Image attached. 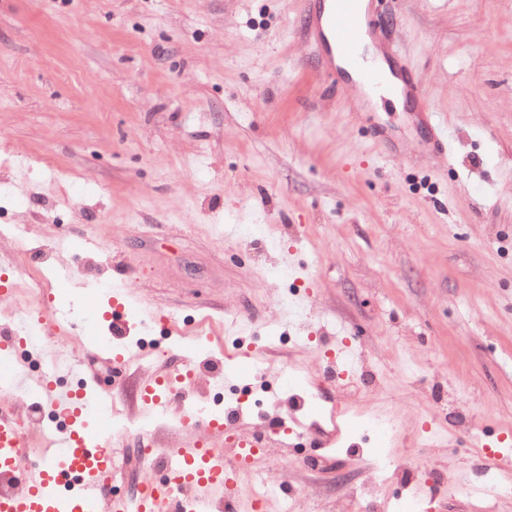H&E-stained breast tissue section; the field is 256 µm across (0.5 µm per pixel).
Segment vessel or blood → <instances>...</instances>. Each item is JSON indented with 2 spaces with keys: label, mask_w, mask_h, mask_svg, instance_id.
<instances>
[{
  "label": "vessel or blood",
  "mask_w": 512,
  "mask_h": 512,
  "mask_svg": "<svg viewBox=\"0 0 512 512\" xmlns=\"http://www.w3.org/2000/svg\"><path fill=\"white\" fill-rule=\"evenodd\" d=\"M326 13L312 19L309 41L321 57L323 70L338 79L337 59L357 61L360 49L375 19L366 0H323ZM173 375L151 377L144 387L143 407L148 411L169 405L165 392ZM44 403L66 421L54 434L62 448L51 465L29 467L18 451L19 433L11 412H0V476L18 478L23 486L16 494L0 495V512H123L120 501L112 499L108 478L112 473V434L88 429L84 419V392L58 388L51 381L40 383ZM178 464L167 480L150 487L144 512H172L173 488L191 485L199 498L213 500L224 495V477L230 459L244 460L240 448L234 457L212 447L209 440L187 438L174 447Z\"/></svg>",
  "instance_id": "b4317fda"
}]
</instances>
